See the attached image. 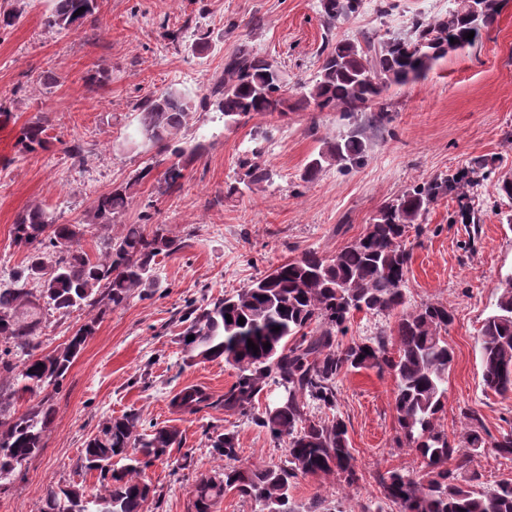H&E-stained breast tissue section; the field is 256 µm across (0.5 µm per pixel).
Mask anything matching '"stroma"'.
I'll return each instance as SVG.
<instances>
[{
    "instance_id": "1",
    "label": "stroma",
    "mask_w": 512,
    "mask_h": 512,
    "mask_svg": "<svg viewBox=\"0 0 512 512\" xmlns=\"http://www.w3.org/2000/svg\"><path fill=\"white\" fill-rule=\"evenodd\" d=\"M379 17L378 0H361L357 13L327 26L320 0H97L92 17L69 30L45 26L52 0H0V13L21 19L0 27V282L9 283L27 262L13 241L20 213L38 206L56 223L82 225L100 194L129 187L133 202L126 224H146L181 242L157 259V283L137 290L124 308L106 313L52 393L55 417L43 450L0 490V512H38L48 491L77 485L93 491L97 475L82 467L81 450L106 419L140 414L144 422L172 426L182 442L167 460L146 472L159 506L148 512H194V486L221 461L207 438L231 431L245 464H276L283 442L250 418L224 410V394L237 379L224 360L190 358L181 343L189 304H203L246 287L271 267L317 251L332 257L370 224L381 204L402 191L454 173L479 157L488 176L474 191L480 221L452 223L457 202L440 197L410 232L409 296L412 305L448 307V344L454 361L439 423L463 447L477 411L492 436L512 430V398L484 389L480 330L492 311L497 287L512 273V201L494 185L512 177V0L476 44L438 61L424 79L392 87L385 95L390 121L368 127L366 113L313 112L290 96L287 115L257 114L228 126L220 112L200 101L226 57L246 45L278 62L289 85L314 79L326 42L360 32L403 33L410 19L430 21L455 0H393ZM208 46L197 50L196 32ZM107 69L105 84L89 77ZM175 87L194 99L195 119L181 146L199 147L180 191H164L170 156L129 149L136 105ZM47 119L49 149L20 152V128ZM362 129L366 154L360 165L325 167L303 178L307 162L327 144ZM258 152L269 181L240 187L238 161ZM149 177L137 180L146 164ZM88 319L83 310L44 312L42 349L64 344ZM204 389L212 403L196 413L176 408L183 388ZM395 380L372 370L337 380L336 405L319 417H341L363 474L347 485L335 475L295 481L293 497H321L344 512H399L379 504V473L416 472V453L395 444ZM189 469L177 470L183 455Z\"/></svg>"
}]
</instances>
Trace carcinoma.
I'll return each instance as SVG.
<instances>
[{"label": "carcinoma", "mask_w": 512, "mask_h": 512, "mask_svg": "<svg viewBox=\"0 0 512 512\" xmlns=\"http://www.w3.org/2000/svg\"><path fill=\"white\" fill-rule=\"evenodd\" d=\"M96 2L56 0L45 23L68 30L92 16ZM360 2L320 0L324 22L335 25L349 18ZM81 7L85 11L80 13ZM498 14L497 0H477L475 9L471 0H459L447 14L430 22L413 20L404 36L363 33L329 42L314 83L297 87L300 100L321 112L327 109L347 116L375 105L370 123L382 125L388 110L381 100L389 88L418 80L438 60L475 45ZM470 31L475 35L468 40L465 34ZM202 104L214 106L226 124H245L257 113L284 115L288 111L284 72L276 61L243 45L225 59L224 73L210 86ZM138 110L133 143L175 157L163 173L165 192L173 194L185 177L183 158L200 150L198 146L186 150L177 140L193 119L192 99L170 88L142 101ZM46 123L41 116L21 127L19 151L47 147ZM364 156L365 144L356 130L312 159L304 179L312 180L325 163L353 166ZM255 158L253 151L240 161L249 189L269 180ZM485 167L476 159L452 175L405 190L330 258L304 252L235 294L190 310L181 336L184 347L205 360L222 358L238 370L237 381L224 393L225 410L248 413L270 380L288 395V406L254 418L273 439L286 443L284 462L238 466L235 434L209 436L208 447L228 465L197 481L195 512H210L228 489L259 505L258 512H343L317 497L308 506L297 503L290 487L299 477L335 474L349 485L361 479L347 425L338 417L316 418L309 402L332 408L338 376L363 369L394 377L396 444L413 449L421 459L418 476L402 470L377 475L381 501L397 505L400 512H512V478H503L489 489L476 472L459 479L472 455L487 449L512 459V432L491 436L472 411L464 447L448 440L439 413L454 359L444 337L453 315L438 303L412 307L407 297L410 254L404 238L409 229L431 203L452 193L458 198L461 222L476 223L465 188ZM130 203L129 187L115 188L97 197L86 223L115 224ZM13 235L15 245L27 252L28 262L11 284L0 285V387L10 388L9 394L0 393V482L6 483L42 450L53 418L51 397L45 391L58 386L92 335L96 318L125 307L136 290L153 285L156 258L178 250L160 229L149 232L143 224H123L92 257L82 249L75 225L55 223L40 207L18 216ZM31 280L38 287H27ZM83 308L96 311V317L82 324L66 343L41 352L42 310L68 314ZM355 312L393 314L396 320L392 328L364 341L343 343L338 335L345 334L346 322ZM250 341L258 352L248 348ZM266 342L271 344L268 349ZM480 356L484 387L511 398L512 276L500 284L495 310L482 325ZM20 400L33 405L19 412ZM209 401V394L197 387H186L173 399L188 413ZM140 427L136 413L105 420L82 449L85 470L98 473L96 492L88 494L76 485L52 489L40 512H146L151 488L145 471L167 457L180 436L173 427L152 424L148 433Z\"/></svg>", "instance_id": "obj_1"}]
</instances>
